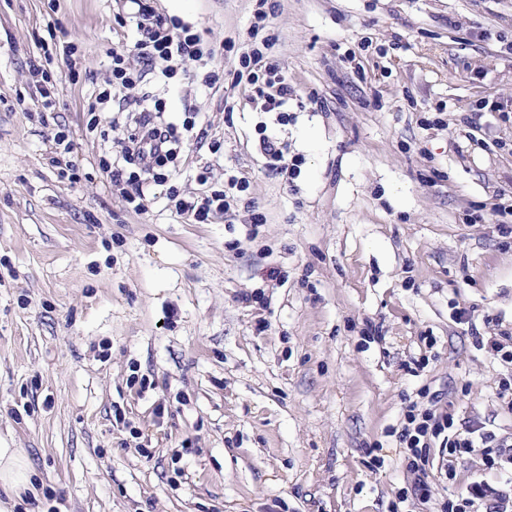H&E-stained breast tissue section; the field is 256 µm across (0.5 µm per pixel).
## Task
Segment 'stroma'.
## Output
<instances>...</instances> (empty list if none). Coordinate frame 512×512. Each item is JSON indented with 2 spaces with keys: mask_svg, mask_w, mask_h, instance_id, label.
<instances>
[{
  "mask_svg": "<svg viewBox=\"0 0 512 512\" xmlns=\"http://www.w3.org/2000/svg\"><path fill=\"white\" fill-rule=\"evenodd\" d=\"M254 5L157 2L227 70ZM119 10L0 0V446L24 450L37 489L15 512H437L475 485L512 498V468L482 448L451 480L431 449L427 501L401 498L398 439L423 387L512 437L497 398L512 366L488 350L512 334V236L493 214L512 201V0H268L270 57L306 106L282 124L244 86L148 72L134 96L176 125L193 109L221 150L183 152L139 211L99 166L112 141L84 130L128 40ZM49 38L78 48L75 69L49 66L74 183L33 101ZM473 116L489 148L468 140ZM262 125L303 156L293 182L266 169ZM205 167L248 180L258 234L242 209L171 212L169 187L201 193Z\"/></svg>",
  "mask_w": 512,
  "mask_h": 512,
  "instance_id": "35a3bbf8",
  "label": "stroma"
}]
</instances>
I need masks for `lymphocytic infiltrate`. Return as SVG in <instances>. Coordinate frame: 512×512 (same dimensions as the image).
Segmentation results:
<instances>
[{"label":"lymphocytic infiltrate","instance_id":"f902f5d3","mask_svg":"<svg viewBox=\"0 0 512 512\" xmlns=\"http://www.w3.org/2000/svg\"><path fill=\"white\" fill-rule=\"evenodd\" d=\"M265 3L266 0H256L248 40L234 66L232 82L247 85L262 111L283 117L290 102L296 100L297 91L269 57L277 38L267 31ZM117 22L122 27L132 26L134 38L112 52L113 86L132 88L159 62L165 63L169 74L179 69H205L204 82L210 87L223 81V69L211 66L213 49L195 26L160 13L154 0H129L126 14L119 16ZM125 109L130 117L116 142L118 156L104 170L111 184L121 187L126 203L133 209L143 206L146 179L155 177L157 169L172 161L187 145L205 146L214 153L219 150L218 143H205L203 133L196 130L195 120H183L178 126L163 122L160 107H148L138 98L126 99ZM197 179L206 184L204 193L185 197L173 189L168 195L172 212L191 224H208L227 214L237 193L248 188L247 181L233 175L219 189L209 187L206 173H199ZM399 441L410 459L411 492L422 499L428 496L430 448L437 446L454 455L468 448L502 445L483 425L469 420L458 424L453 416L440 412L425 388L420 389L417 401L405 410Z\"/></svg>","mask_w":512,"mask_h":512}]
</instances>
